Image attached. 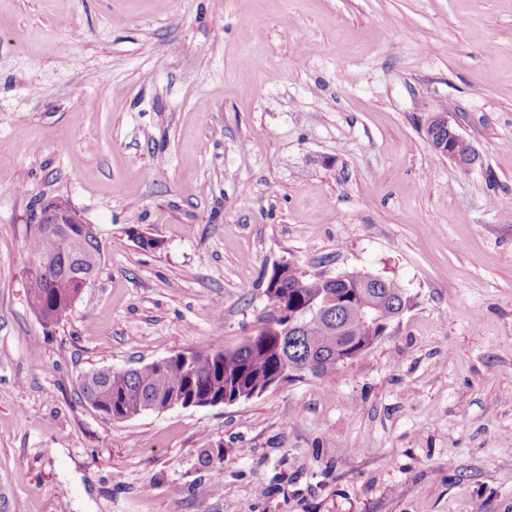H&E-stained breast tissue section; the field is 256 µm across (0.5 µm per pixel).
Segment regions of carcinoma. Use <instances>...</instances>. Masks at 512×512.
<instances>
[{"instance_id":"cac0c4a2","label":"carcinoma","mask_w":512,"mask_h":512,"mask_svg":"<svg viewBox=\"0 0 512 512\" xmlns=\"http://www.w3.org/2000/svg\"><path fill=\"white\" fill-rule=\"evenodd\" d=\"M28 248L32 257L56 268L55 274L75 273L82 258L98 251L97 241L86 238L72 247L63 246L62 236L55 232H36L29 228ZM29 303L41 321H59L69 309L76 291L55 288L43 275L28 274ZM329 291L328 284L317 275L308 276L295 267L288 268L282 279L267 282L266 294L272 310L264 326L247 337L234 350L182 351L167 362H151L137 368L114 370L100 368L84 374L79 387L91 406L112 404L115 416L127 412L162 411L175 396L186 398L205 395H260L272 380L286 382L295 367L313 359L317 366L309 369L315 376L324 375L338 366L336 347L340 344L333 326L323 319L307 317L298 336L284 333V324L297 310L318 305ZM406 296L405 289L393 279H384L378 300L380 312H393L392 302ZM347 335L364 344L370 342L371 331L355 317L347 322Z\"/></svg>"}]
</instances>
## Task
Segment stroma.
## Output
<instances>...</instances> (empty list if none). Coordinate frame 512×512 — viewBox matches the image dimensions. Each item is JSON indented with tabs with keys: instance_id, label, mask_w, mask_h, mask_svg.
<instances>
[{
	"instance_id": "stroma-1",
	"label": "stroma",
	"mask_w": 512,
	"mask_h": 512,
	"mask_svg": "<svg viewBox=\"0 0 512 512\" xmlns=\"http://www.w3.org/2000/svg\"><path fill=\"white\" fill-rule=\"evenodd\" d=\"M436 112L481 166L431 150ZM57 197L101 272L47 328ZM284 262L409 306L231 405L84 402L91 370L238 347ZM0 481L10 512H512V0H0ZM59 201L51 199L42 202L39 212H36L33 218V224L29 228L28 248L33 258L43 260L51 267L56 268L55 274L60 276L64 273H75L80 269L83 262L81 257H88L94 252H98L97 241L87 235H95L94 227L84 221L80 213L71 205L64 211L65 220L58 218L61 209L58 208ZM34 224H68L66 228V238L70 235L73 241L84 240L73 247L63 246L62 236L55 232L37 233ZM64 262H66L64 264ZM101 264V254L99 265L95 270L79 278L76 284L63 285V288H53V282L41 274L44 266L38 261L31 264L27 277V288L29 303L36 316L44 323L49 317L53 316L52 323L59 321L69 309L73 295L77 292L69 288H79L80 292L96 279Z\"/></svg>"
}]
</instances>
